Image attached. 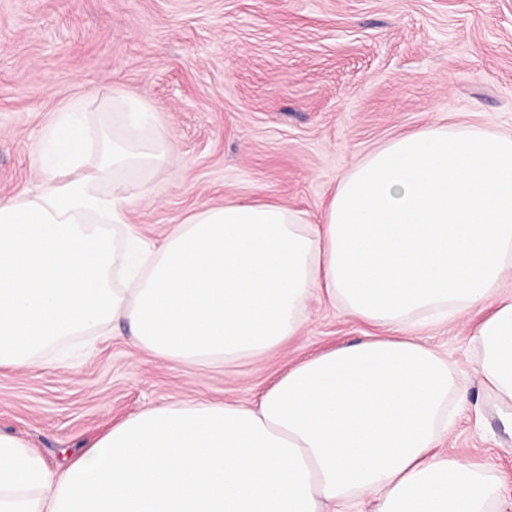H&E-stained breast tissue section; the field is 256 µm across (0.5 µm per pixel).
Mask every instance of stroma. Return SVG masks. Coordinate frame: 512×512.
<instances>
[{
    "label": "stroma",
    "instance_id": "obj_1",
    "mask_svg": "<svg viewBox=\"0 0 512 512\" xmlns=\"http://www.w3.org/2000/svg\"><path fill=\"white\" fill-rule=\"evenodd\" d=\"M121 93L147 104L177 147L129 176L133 227L148 246L205 205L274 200L318 222L339 176L389 139L459 123L512 134V0H0V199L38 193L31 160L59 111ZM476 315L407 328L447 354L471 401L439 449L490 466L512 492V431L477 372ZM370 328L310 298L299 336L264 356L196 366L83 335L0 370V434L49 468L140 410L188 398L251 406L300 361Z\"/></svg>",
    "mask_w": 512,
    "mask_h": 512
}]
</instances>
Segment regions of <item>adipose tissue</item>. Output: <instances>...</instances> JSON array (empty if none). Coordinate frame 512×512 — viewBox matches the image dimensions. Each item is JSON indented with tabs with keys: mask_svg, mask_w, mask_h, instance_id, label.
<instances>
[{
	"mask_svg": "<svg viewBox=\"0 0 512 512\" xmlns=\"http://www.w3.org/2000/svg\"><path fill=\"white\" fill-rule=\"evenodd\" d=\"M122 136L85 147L75 103L48 129L53 166L0 200V367L127 323L132 343L191 364L261 356L323 295L393 328L484 311L478 372L512 430V135L459 124L398 135L340 177L320 223L266 200L206 206L120 262L95 219L123 223L126 174L174 159L146 105L116 94ZM111 179V197L97 186ZM469 391L445 356L377 336L291 367L257 406L187 399L129 415L49 469L0 435V512H512L490 470L438 453Z\"/></svg>",
	"mask_w": 512,
	"mask_h": 512,
	"instance_id": "ef3b65f1",
	"label": "adipose tissue"
}]
</instances>
